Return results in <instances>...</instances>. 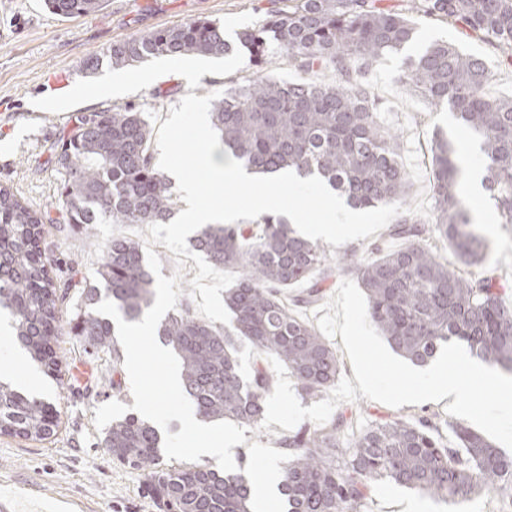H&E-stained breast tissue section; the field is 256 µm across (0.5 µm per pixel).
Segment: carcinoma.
<instances>
[{
  "mask_svg": "<svg viewBox=\"0 0 512 512\" xmlns=\"http://www.w3.org/2000/svg\"><path fill=\"white\" fill-rule=\"evenodd\" d=\"M102 0H45L50 12L73 17L97 10ZM461 25L486 38L512 65V0H404L389 8L379 0H283L265 22L239 33L252 72L224 82L211 103V123L224 153L263 174L293 169L316 175L354 209L404 202L409 176L396 158L398 136L377 120V99L367 75L380 56L416 38L418 18ZM233 51L224 24L209 18L158 29L91 54L86 69L102 59L127 68L157 56L222 58ZM278 53L302 75L282 82L265 73ZM331 71V80L310 75ZM493 74L485 61L446 40L425 46L399 78L406 94L429 105L450 106L470 130L486 161L485 189L500 223L512 224V97L487 94ZM151 128L139 109L125 107L74 118L54 157L60 182L58 204L31 209L0 184V310L10 316L11 339L47 375L60 372L55 345L65 335L56 289L39 240L44 224H165L178 206L175 187L155 164ZM456 150L441 132L432 148L433 220L399 217L390 234L402 241L393 251L375 248L364 261L346 254L364 290L367 315L389 346L423 365L448 342H463L487 364L512 374V307L505 284L494 277L471 279L440 261L428 241H448L465 265L483 260L486 243L463 205ZM253 231L238 224H206L194 238L216 268L240 276L224 294L229 326L198 319L179 304L157 336L180 362V379L197 417L261 427L270 376L260 366L241 374L235 343L274 355L296 380L299 392L316 398L340 371L336 350L293 313L280 291L307 283L309 304L321 293L316 271L322 248L287 220L261 214ZM102 263L84 286L72 332L96 352H112L114 325L96 311L104 300L133 322L154 300V280L142 247L115 238L100 246ZM50 403L0 380V434L44 439L56 419ZM357 414L342 412L318 428H302L284 442L279 487L283 512H360L371 485L389 479L410 490L468 502L483 493L512 491V455L466 425H451L443 441L428 419L393 418L359 429ZM102 446L112 460L144 477V490L158 512H252V472L164 461L159 429L130 415L113 423Z\"/></svg>",
  "mask_w": 512,
  "mask_h": 512,
  "instance_id": "carcinoma-1",
  "label": "carcinoma"
}]
</instances>
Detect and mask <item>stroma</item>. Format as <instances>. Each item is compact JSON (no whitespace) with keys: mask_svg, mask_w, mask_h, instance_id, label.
<instances>
[{"mask_svg":"<svg viewBox=\"0 0 512 512\" xmlns=\"http://www.w3.org/2000/svg\"><path fill=\"white\" fill-rule=\"evenodd\" d=\"M272 7L271 0H104L95 12L63 18L52 14L44 0H0V184L13 187L34 210L49 208L58 198L55 149L71 128L74 115L132 105L156 129L186 94L202 97L219 91L225 73L238 78L251 70L243 53L221 59L152 58L124 69L134 90L118 96L112 92V67L104 64L97 71H86L84 62L90 53L201 17L222 21L231 37L243 26L261 23ZM417 28V45L447 39L459 50L482 57L494 74L492 93L512 96V67L502 65L492 44L438 21L421 20ZM413 54L409 48L380 57L368 81L382 101L380 123L400 136L399 160L411 182L405 208L424 218L432 209L433 136L440 131L457 143L467 132L453 122L447 108H432L423 98L401 92L396 80ZM67 70L75 74L72 85L55 89L51 78ZM155 71L160 72V79L146 82V75ZM49 97L60 101V108H44L42 102ZM480 232L488 244L486 257L480 264L465 267V274L501 275L512 281V224H484ZM147 234L143 224L45 225L40 248L49 260L63 317L72 315L85 283L95 278L101 261L98 242L113 238L140 241ZM395 245L384 229L338 247L326 245L325 288L317 303L299 307L300 316L316 323L318 304L327 303L342 280L354 279L351 269L338 264L340 255L353 251L366 256L374 247ZM332 344L340 373L335 386L314 399L301 397L295 380L275 356L260 357L248 344L237 345L244 375H252L261 361L272 378L261 428L246 431L245 443L232 449L239 468L257 472L269 462L282 466L283 442L288 436L303 427L323 425L350 407L360 411L365 424L390 416L447 419L440 402L396 409L362 397L341 338H333ZM56 351L61 373L56 378L40 376L38 394L58 410V425L43 440L0 434V488L26 486L38 494L78 498L89 512H156L144 495L140 475L113 461L101 444L103 430L94 425L97 407L111 401L133 405L125 367H113L111 355H90L80 336H62ZM502 501L501 494L485 493L471 502L454 504L383 479L372 485L361 512H407L411 503L421 505L424 512H499Z\"/></svg>","mask_w":512,"mask_h":512,"instance_id":"obj_1","label":"stroma"}]
</instances>
